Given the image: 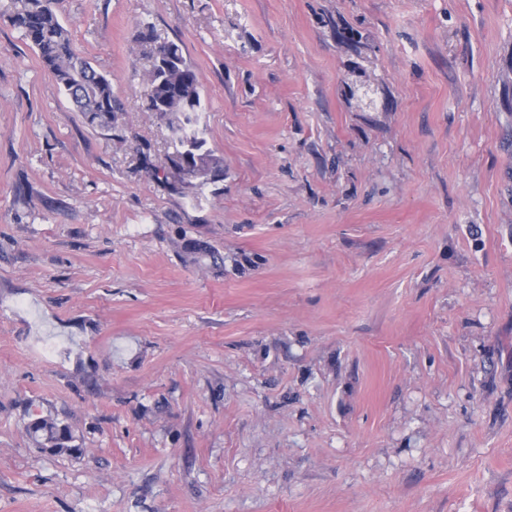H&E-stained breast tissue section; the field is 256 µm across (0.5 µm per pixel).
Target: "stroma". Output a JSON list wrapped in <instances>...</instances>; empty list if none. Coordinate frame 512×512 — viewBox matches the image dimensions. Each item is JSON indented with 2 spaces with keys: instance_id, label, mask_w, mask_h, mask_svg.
<instances>
[{
  "instance_id": "35a3bbf8",
  "label": "stroma",
  "mask_w": 512,
  "mask_h": 512,
  "mask_svg": "<svg viewBox=\"0 0 512 512\" xmlns=\"http://www.w3.org/2000/svg\"><path fill=\"white\" fill-rule=\"evenodd\" d=\"M13 9L0 512H512V0H57L109 128ZM149 28L201 84L200 188ZM142 39L152 44L145 93L147 110L167 115L173 148L169 157L171 176L181 187H202L214 182V175L223 171V162L206 148L199 128L202 94L195 69L178 44L159 41L150 28ZM184 167L193 170L194 177H179L177 171ZM29 431L41 448H60L58 452L77 453L79 448L69 445L73 437L69 429L52 418H38L29 425Z\"/></svg>"
}]
</instances>
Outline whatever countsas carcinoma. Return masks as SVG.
Instances as JSON below:
<instances>
[{
	"label": "carcinoma",
	"mask_w": 512,
	"mask_h": 512,
	"mask_svg": "<svg viewBox=\"0 0 512 512\" xmlns=\"http://www.w3.org/2000/svg\"><path fill=\"white\" fill-rule=\"evenodd\" d=\"M55 3L56 0H15L9 21L38 50L42 63L64 88L76 110L89 123L110 127L115 114L121 111L111 82L74 52L53 9ZM143 40L151 43L152 58L146 81L147 110L167 115L173 148L169 157L171 176L182 187H202L223 171V162L206 148L199 128L202 94L198 75L178 44L154 38L150 29ZM29 431L41 448L79 452L71 445L69 429L52 418L36 419Z\"/></svg>",
	"instance_id": "carcinoma-1"
}]
</instances>
